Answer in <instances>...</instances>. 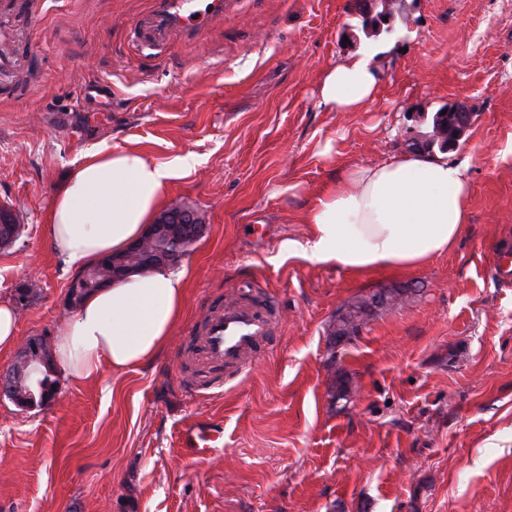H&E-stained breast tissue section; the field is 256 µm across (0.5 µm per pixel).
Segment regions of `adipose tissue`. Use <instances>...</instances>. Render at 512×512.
<instances>
[{
    "instance_id": "1",
    "label": "adipose tissue",
    "mask_w": 512,
    "mask_h": 512,
    "mask_svg": "<svg viewBox=\"0 0 512 512\" xmlns=\"http://www.w3.org/2000/svg\"><path fill=\"white\" fill-rule=\"evenodd\" d=\"M378 82L370 55L339 60L322 77L319 104L365 111ZM190 165L187 157L159 164L106 144L88 151L55 193L46 218L52 250L79 268L123 251L151 223L166 185ZM469 197L466 165L438 155L344 168L303 213L312 227L306 253L353 275L419 267L454 246L469 221ZM183 308L182 273L130 276L85 296L58 337V355L79 381L148 366Z\"/></svg>"
}]
</instances>
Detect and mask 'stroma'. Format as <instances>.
<instances>
[{"instance_id": "obj_1", "label": "stroma", "mask_w": 512, "mask_h": 512, "mask_svg": "<svg viewBox=\"0 0 512 512\" xmlns=\"http://www.w3.org/2000/svg\"><path fill=\"white\" fill-rule=\"evenodd\" d=\"M35 2L14 21L34 62L0 99V205L21 226L0 247V300L29 291L18 346L56 342L73 314L79 270L45 214L89 149L193 156L165 202L206 231L152 365L84 383L61 364L52 402L0 399V512H512V287L494 264L512 249V0H403L376 39L352 0H224L223 19L158 48L130 38L151 0ZM360 53L373 104L320 107L324 71ZM456 105L472 123L447 155L471 194L451 251L363 276L302 253L300 215L341 168L410 153ZM394 288L408 299L332 342L341 308ZM230 299L274 303L278 331L245 375L193 392L195 338ZM211 418L223 448L185 456L181 430Z\"/></svg>"}]
</instances>
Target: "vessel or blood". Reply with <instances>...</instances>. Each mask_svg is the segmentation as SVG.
Segmentation results:
<instances>
[{"label": "vessel or blood", "mask_w": 512, "mask_h": 512, "mask_svg": "<svg viewBox=\"0 0 512 512\" xmlns=\"http://www.w3.org/2000/svg\"><path fill=\"white\" fill-rule=\"evenodd\" d=\"M20 0H0V76L28 64L32 56L15 31L12 18ZM224 15V0H152L150 12L140 18L135 38L162 45L176 36L193 33ZM279 312L269 302L228 303L213 311L205 323L203 361L209 367H224L244 374L264 343L274 334ZM223 438L221 426L196 424L183 429L179 446L191 455L217 448Z\"/></svg>", "instance_id": "1"}]
</instances>
